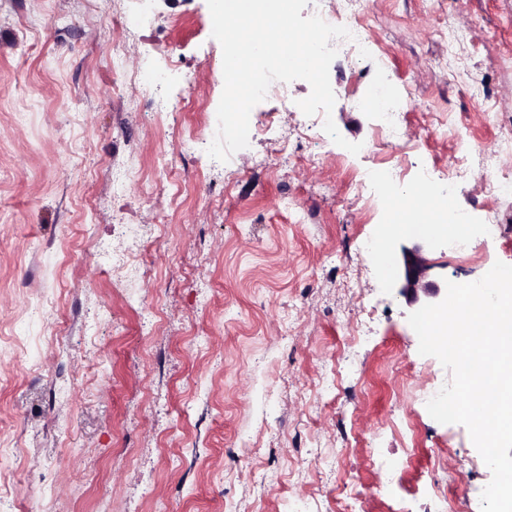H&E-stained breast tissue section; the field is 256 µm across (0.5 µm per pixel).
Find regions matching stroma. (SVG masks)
<instances>
[{
    "label": "stroma",
    "instance_id": "1",
    "mask_svg": "<svg viewBox=\"0 0 512 512\" xmlns=\"http://www.w3.org/2000/svg\"><path fill=\"white\" fill-rule=\"evenodd\" d=\"M0 0V439L20 458L13 512H471L492 474L460 424L415 395L451 374L418 352L393 286L402 247L360 174L402 158L406 181L468 163L455 210L474 256L430 237V277L512 265V0H368L373 51L333 60L332 117L267 98L248 147L216 163L181 139L216 119L223 53L207 0ZM157 24L112 39L141 11ZM407 99L406 151L377 144L375 94ZM170 109L159 114L153 98ZM170 160L172 183L156 190ZM466 162V161H465ZM129 178L113 186L112 172ZM140 225L137 275L112 273ZM295 208H287L286 200ZM171 221L160 224L157 213ZM494 213L500 237L483 223ZM373 248L364 251L363 240ZM45 306L42 315L31 305ZM67 354H57L58 340ZM397 466L377 496L384 466ZM153 27V20L151 16L147 13H143L132 27H126L124 29L122 40L113 43V56L116 59H120L123 54V45L126 41L140 36L141 33L145 31H151ZM486 192L488 196L499 199L512 195V171L497 169L486 175Z\"/></svg>",
    "mask_w": 512,
    "mask_h": 512
}]
</instances>
